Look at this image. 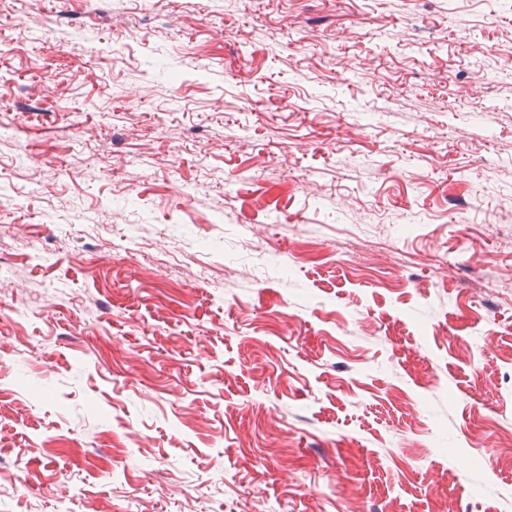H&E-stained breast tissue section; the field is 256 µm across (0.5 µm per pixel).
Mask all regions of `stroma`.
<instances>
[{
	"label": "stroma",
	"mask_w": 512,
	"mask_h": 512,
	"mask_svg": "<svg viewBox=\"0 0 512 512\" xmlns=\"http://www.w3.org/2000/svg\"><path fill=\"white\" fill-rule=\"evenodd\" d=\"M0 512H512V0H0Z\"/></svg>",
	"instance_id": "35a3bbf8"
}]
</instances>
